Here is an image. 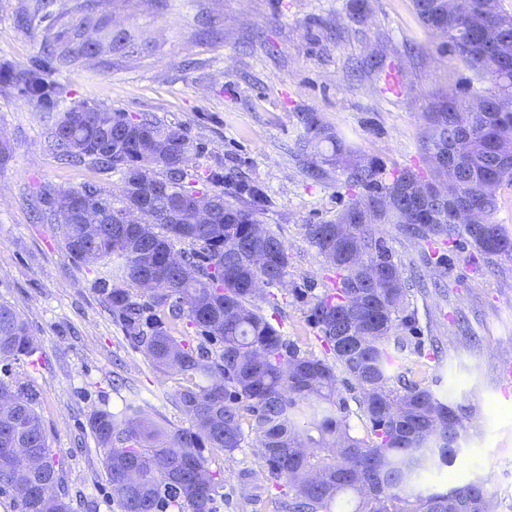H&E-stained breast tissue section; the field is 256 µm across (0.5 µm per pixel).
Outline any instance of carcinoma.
<instances>
[{"label": "carcinoma", "mask_w": 512, "mask_h": 512, "mask_svg": "<svg viewBox=\"0 0 512 512\" xmlns=\"http://www.w3.org/2000/svg\"><path fill=\"white\" fill-rule=\"evenodd\" d=\"M55 2L37 0L34 9L46 22L42 55L26 66L0 65V84L57 113L48 147L63 165L117 174L123 187L115 194L90 182L44 185L34 207L41 222L58 224L68 257L94 268L103 306L124 335L157 371L183 380L171 397L186 427H164L135 398L117 413L90 414L118 512H217L224 471L211 469L204 451L220 449L230 462L249 439L284 512H341L343 500L350 512H486L492 500L483 481L416 492L415 479L429 466L453 463L460 446L451 439L461 436L470 412L402 372L399 332L415 323V311L388 230L435 249L427 258L432 271L448 266L441 248L459 239L486 259L512 253V238L493 221L499 190L512 185V165H503L499 150L512 144V28L470 53L464 45L484 41L494 24L485 0H468L467 21L438 10L434 0H413L423 25L493 85L483 95L493 101L486 112L458 94L439 98L426 115L421 151L429 173L461 133V115L469 125L470 158L452 174L443 208L416 195L424 174L404 168L385 181L376 160L346 146L317 115H302V150H313L315 165L341 169L352 191L332 219L305 225L330 273V286L308 300L325 351L320 358L287 342L256 306L263 288L282 289L290 275L287 246L259 219L258 188L240 181L226 193L223 172L199 176L190 162L202 147L181 123L85 101L57 111L60 68L98 58V40L124 47L128 37L94 19L95 0ZM243 193L252 203H238ZM452 205L482 215L486 230L453 223ZM131 208L142 209L143 223L123 233L120 219ZM167 213L180 220H161ZM338 224L351 226L342 241ZM354 251L381 266L374 280H361L350 262ZM182 324L201 342L179 335ZM38 348L26 318L0 302V362L7 367ZM338 368L360 388L370 424L362 436L352 432L338 398ZM2 395L8 403L0 405V449H20L22 472L14 478L0 470V496L12 497L14 512H72L35 395L0 377Z\"/></svg>", "instance_id": "carcinoma-1"}]
</instances>
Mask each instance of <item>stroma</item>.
Segmentation results:
<instances>
[{
	"label": "stroma",
	"mask_w": 512,
	"mask_h": 512,
	"mask_svg": "<svg viewBox=\"0 0 512 512\" xmlns=\"http://www.w3.org/2000/svg\"><path fill=\"white\" fill-rule=\"evenodd\" d=\"M34 5L0 0V64L41 55L42 27L17 22ZM101 10L131 45L57 73L61 107L88 101L184 124L204 146L199 175L220 168L257 185L267 198L260 219L292 264L290 294L259 307L284 338L322 354L306 301L325 290L327 272L304 227L332 218L349 192L338 170L312 173L297 146L299 114L315 113L390 173L420 165L432 101L470 85L486 92L489 81L424 28L412 0H103ZM52 123L0 86V139L12 148L0 169V301L28 319L40 344L13 375L38 395L75 512H118L91 411L116 412L136 397L166 427L186 419L171 397L178 377L161 375L133 347L104 309L94 272L66 257L56 225L32 216L30 201L44 184H120L113 174L62 167L46 147ZM448 259L441 292L409 289L416 328L404 333V356L417 380L472 417L454 463L418 485L441 492L491 472L495 512H512V396L498 378L512 361V254L485 261L460 242ZM209 457L226 474L218 512H274L258 449L241 448L229 463L217 451Z\"/></svg>",
	"instance_id": "obj_1"
}]
</instances>
